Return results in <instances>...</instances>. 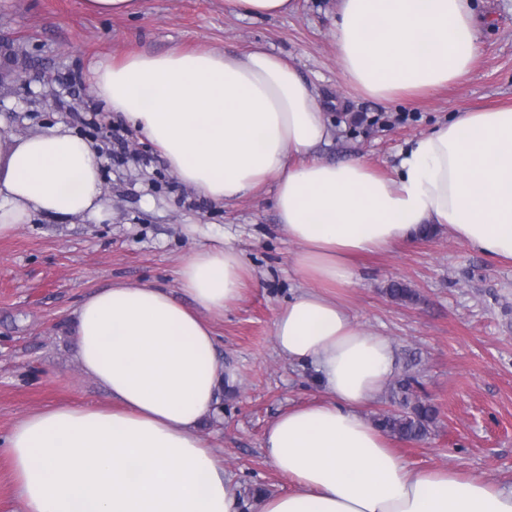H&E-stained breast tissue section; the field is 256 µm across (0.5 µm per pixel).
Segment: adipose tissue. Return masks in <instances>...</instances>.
Listing matches in <instances>:
<instances>
[{
	"label": "adipose tissue",
	"instance_id": "adipose-tissue-1",
	"mask_svg": "<svg viewBox=\"0 0 512 512\" xmlns=\"http://www.w3.org/2000/svg\"><path fill=\"white\" fill-rule=\"evenodd\" d=\"M334 41L346 84L392 101L466 78L479 52L471 0H338ZM93 88L155 145L182 184L215 203L273 187L279 227L307 283L274 317L278 352L314 368L319 399L281 413L262 446L289 484L252 512H512V488L416 471L364 414L395 369L390 340L362 329L336 291L353 256L447 226L512 259V104L455 113L401 151L393 174L319 149L336 130L295 66L256 47L239 56L172 50L100 62ZM100 146L58 123L0 137V236L35 218L106 220ZM221 242L178 268L190 305L164 288L117 282L73 312L82 372L104 405L20 418L0 450L23 512H242L224 457L201 432L223 380L209 316L246 283Z\"/></svg>",
	"mask_w": 512,
	"mask_h": 512
}]
</instances>
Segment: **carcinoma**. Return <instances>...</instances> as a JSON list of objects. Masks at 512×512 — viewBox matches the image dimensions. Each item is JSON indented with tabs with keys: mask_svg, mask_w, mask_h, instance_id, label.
Returning a JSON list of instances; mask_svg holds the SVG:
<instances>
[{
	"mask_svg": "<svg viewBox=\"0 0 512 512\" xmlns=\"http://www.w3.org/2000/svg\"><path fill=\"white\" fill-rule=\"evenodd\" d=\"M416 380L406 377L397 383L393 396L399 399L405 411L399 414H387L374 420L382 432L405 442H420L430 434L436 419V409L413 397V384Z\"/></svg>",
	"mask_w": 512,
	"mask_h": 512,
	"instance_id": "1",
	"label": "carcinoma"
}]
</instances>
